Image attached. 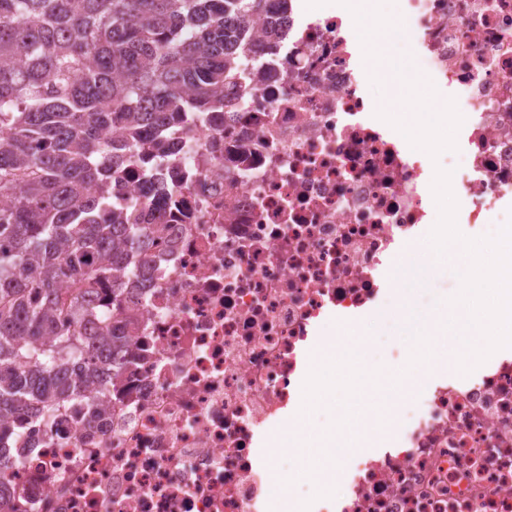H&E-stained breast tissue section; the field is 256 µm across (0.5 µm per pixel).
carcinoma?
I'll return each instance as SVG.
<instances>
[{"label":"carcinoma","mask_w":512,"mask_h":512,"mask_svg":"<svg viewBox=\"0 0 512 512\" xmlns=\"http://www.w3.org/2000/svg\"><path fill=\"white\" fill-rule=\"evenodd\" d=\"M268 2L0 0V420L80 394L69 364L118 348L104 322L80 350L59 320L106 281L119 295L113 272L161 232L136 199L100 223L107 186L135 162L154 176L161 129L224 108V87L250 94L241 35Z\"/></svg>","instance_id":"cac0c4a2"}]
</instances>
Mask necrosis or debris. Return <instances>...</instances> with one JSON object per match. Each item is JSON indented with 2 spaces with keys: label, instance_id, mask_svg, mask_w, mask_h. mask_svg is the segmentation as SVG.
<instances>
[{
  "label": "necrosis or debris",
  "instance_id": "1",
  "mask_svg": "<svg viewBox=\"0 0 512 512\" xmlns=\"http://www.w3.org/2000/svg\"><path fill=\"white\" fill-rule=\"evenodd\" d=\"M303 2L277 47L248 32L273 59L250 95L167 126L169 191L136 166L109 185L164 233L120 302L94 294L125 322L95 385L0 423L9 512H265L259 438L301 408L319 325L357 327L427 249L428 164L374 118L344 20ZM399 21L464 117L451 187L482 226L512 210V0H402ZM398 423L320 512H512V350L436 376Z\"/></svg>",
  "mask_w": 512,
  "mask_h": 512
}]
</instances>
